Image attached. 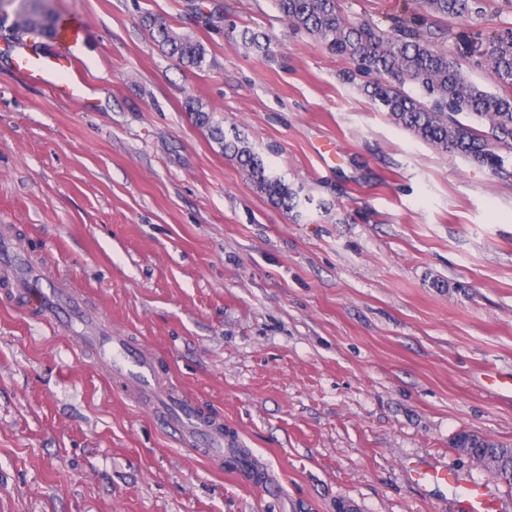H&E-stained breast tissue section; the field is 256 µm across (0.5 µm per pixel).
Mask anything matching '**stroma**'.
<instances>
[{
  "label": "stroma",
  "instance_id": "stroma-1",
  "mask_svg": "<svg viewBox=\"0 0 512 512\" xmlns=\"http://www.w3.org/2000/svg\"><path fill=\"white\" fill-rule=\"evenodd\" d=\"M394 34L417 0H339ZM86 35L77 100L30 84L0 35V236L151 346L177 390L278 482L241 483L183 448L0 276V512H461L456 471L512 512V486L460 453L512 446V158L494 173L396 125L373 75L295 31L273 0H52ZM426 14L466 78L462 36L512 37V0ZM202 41L190 70L145 16ZM266 35L246 48L242 29ZM209 112L300 204L257 192L188 111Z\"/></svg>",
  "mask_w": 512,
  "mask_h": 512
}]
</instances>
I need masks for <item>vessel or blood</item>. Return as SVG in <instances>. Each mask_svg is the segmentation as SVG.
<instances>
[{
    "mask_svg": "<svg viewBox=\"0 0 512 512\" xmlns=\"http://www.w3.org/2000/svg\"><path fill=\"white\" fill-rule=\"evenodd\" d=\"M83 34L82 24H75L56 48L43 52L22 41L15 43L13 50L20 74L52 92L74 96L78 83H61L58 76L75 69L71 49ZM0 270L13 274L16 287L37 321L72 333L85 353L107 363L114 381L135 391L141 404L187 446L202 452L212 467L220 470L226 460H233L237 478L249 485L256 484L258 470L241 441L225 437L222 422L212 418L197 400L169 386L159 372L155 352L112 331L89 309L82 294L52 282L44 268L31 263L19 244L7 236L0 238Z\"/></svg>",
    "mask_w": 512,
    "mask_h": 512,
    "instance_id": "1",
    "label": "vessel or blood"
}]
</instances>
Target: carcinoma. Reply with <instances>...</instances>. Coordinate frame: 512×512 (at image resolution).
Returning a JSON list of instances; mask_svg holds the SVG:
<instances>
[{
  "mask_svg": "<svg viewBox=\"0 0 512 512\" xmlns=\"http://www.w3.org/2000/svg\"><path fill=\"white\" fill-rule=\"evenodd\" d=\"M275 7L292 27L323 44L331 53L354 60L379 79L364 87L391 119L417 138L453 155L503 168V158L490 146L512 149V94H495L467 80L448 54L434 41L413 15L399 25L397 37L387 36L369 24L353 25L342 19L339 0H274ZM427 10L442 16L466 18L479 12V0H422ZM153 38L170 56L189 69L207 64L206 46L174 30L160 18H146ZM64 28L51 0H0V32L12 39L26 36L54 40ZM496 82L512 89V39L488 38ZM418 89L415 97L405 84ZM198 125L208 130L224 155L233 158L256 189L271 202L285 208L297 206V194L284 180L267 173L263 158L224 128L213 123L200 108L193 109ZM467 113L488 119L490 132L461 123L456 115ZM455 447L483 464L494 477L512 485V448L472 432L458 434Z\"/></svg>",
  "mask_w": 512,
  "mask_h": 512,
  "instance_id": "cac0c4a2",
  "label": "carcinoma"
}]
</instances>
